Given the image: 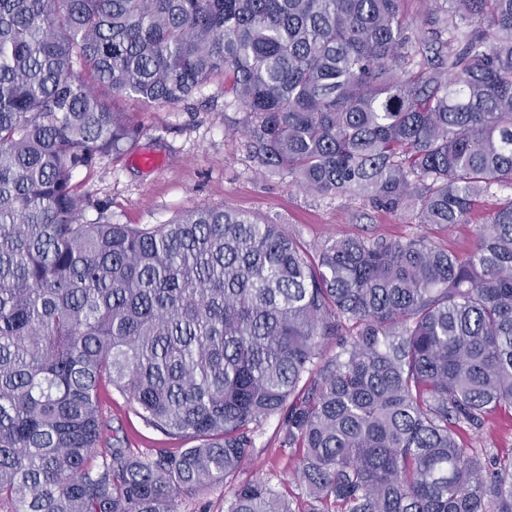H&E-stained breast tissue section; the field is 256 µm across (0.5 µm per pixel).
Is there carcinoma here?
<instances>
[{
	"label": "carcinoma",
	"mask_w": 512,
	"mask_h": 512,
	"mask_svg": "<svg viewBox=\"0 0 512 512\" xmlns=\"http://www.w3.org/2000/svg\"><path fill=\"white\" fill-rule=\"evenodd\" d=\"M224 78L246 147L304 190L421 227L512 191V0H0V506L175 512L280 415L308 512H512V454L456 429L512 409V196L458 256L213 207L114 224L75 178L138 146L116 97ZM336 344L331 357L324 343ZM109 385L157 430L104 433ZM227 512H296L270 481ZM424 1H431L426 7ZM435 4L432 0H403L401 2V12L405 22L410 27H421L427 17V8L433 9ZM104 409L111 417V430L107 433L110 443L121 441V446L131 448L142 457H150L155 449L167 448L176 451L188 448L193 442L172 438L149 426L132 410L125 397L117 391L109 389L101 393Z\"/></svg>",
	"instance_id": "cac0c4a2"
}]
</instances>
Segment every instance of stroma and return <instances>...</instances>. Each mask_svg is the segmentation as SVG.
Returning a JSON list of instances; mask_svg holds the SVG:
<instances>
[{
  "label": "stroma",
  "instance_id": "obj_1",
  "mask_svg": "<svg viewBox=\"0 0 512 512\" xmlns=\"http://www.w3.org/2000/svg\"><path fill=\"white\" fill-rule=\"evenodd\" d=\"M114 105L139 126V152L158 156L163 164L148 171L126 154L104 158L79 175L80 190L105 207L113 223L154 228L191 209L224 206L284 225L310 251L336 237L393 240L420 231L408 215L372 209L355 197L311 194L284 171L261 174L238 132L245 114L225 98L223 78L212 79L202 94L177 104L144 106L119 98ZM501 199L498 193L483 197L468 223L431 230V241L468 254ZM101 401L111 418L109 441H120L146 458L158 448L184 447V440L147 425L117 391L102 392ZM282 424L278 416L264 421L243 468L205 494L179 496L176 512H225L233 488L254 477L268 479L289 499L300 501L302 490L293 477L297 456L283 443ZM460 441L490 454L511 453L512 411L488 415L480 430H462Z\"/></svg>",
  "mask_w": 512,
  "mask_h": 512
}]
</instances>
